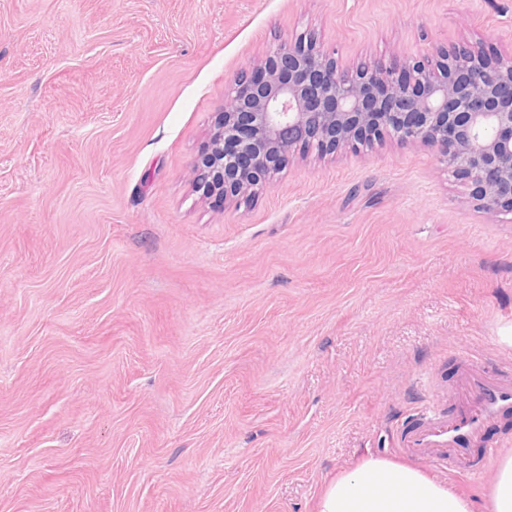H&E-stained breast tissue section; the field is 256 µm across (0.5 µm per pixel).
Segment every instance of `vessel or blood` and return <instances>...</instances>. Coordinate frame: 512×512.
Returning a JSON list of instances; mask_svg holds the SVG:
<instances>
[{
  "label": "vessel or blood",
  "mask_w": 512,
  "mask_h": 512,
  "mask_svg": "<svg viewBox=\"0 0 512 512\" xmlns=\"http://www.w3.org/2000/svg\"><path fill=\"white\" fill-rule=\"evenodd\" d=\"M512 413V374L461 357L448 394L447 408L428 401L400 434L396 446L451 473L477 476L497 455L486 442L488 431ZM481 449L472 461L473 449Z\"/></svg>",
  "instance_id": "vessel-or-blood-1"
}]
</instances>
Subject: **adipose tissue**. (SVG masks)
<instances>
[{"label":"adipose tissue","mask_w":512,"mask_h":512,"mask_svg":"<svg viewBox=\"0 0 512 512\" xmlns=\"http://www.w3.org/2000/svg\"><path fill=\"white\" fill-rule=\"evenodd\" d=\"M317 512H476V506L414 465L368 454L326 483Z\"/></svg>","instance_id":"adipose-tissue-1"}]
</instances>
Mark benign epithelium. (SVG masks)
Masks as SVG:
<instances>
[{"mask_svg":"<svg viewBox=\"0 0 512 512\" xmlns=\"http://www.w3.org/2000/svg\"><path fill=\"white\" fill-rule=\"evenodd\" d=\"M393 138L430 146L479 208L512 214V52L443 49L342 68L312 34L270 47L234 80L196 183L224 200L250 197L297 147L321 152Z\"/></svg>","mask_w":512,"mask_h":512,"instance_id":"7a95c632","label":"benign epithelium"}]
</instances>
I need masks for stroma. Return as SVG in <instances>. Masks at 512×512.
I'll return each mask as SVG.
<instances>
[{"mask_svg": "<svg viewBox=\"0 0 512 512\" xmlns=\"http://www.w3.org/2000/svg\"><path fill=\"white\" fill-rule=\"evenodd\" d=\"M512 50V0H0V512H315L465 355L512 372V220L434 151H297L195 191L224 95Z\"/></svg>", "mask_w": 512, "mask_h": 512, "instance_id": "1", "label": "stroma"}]
</instances>
